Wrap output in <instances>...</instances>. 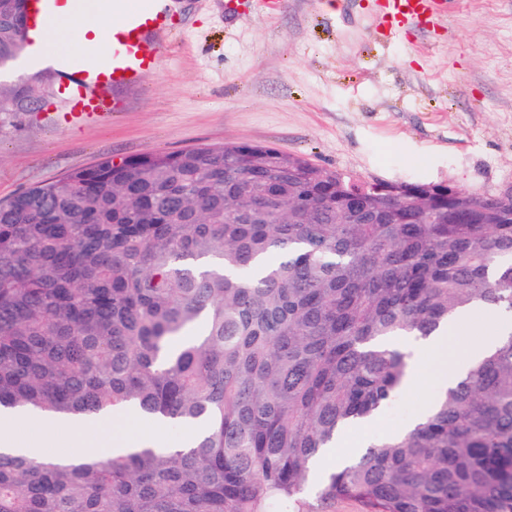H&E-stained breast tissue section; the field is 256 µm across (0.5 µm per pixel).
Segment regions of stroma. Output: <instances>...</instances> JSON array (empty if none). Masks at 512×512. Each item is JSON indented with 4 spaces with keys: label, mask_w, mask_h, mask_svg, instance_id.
Returning a JSON list of instances; mask_svg holds the SVG:
<instances>
[{
    "label": "stroma",
    "mask_w": 512,
    "mask_h": 512,
    "mask_svg": "<svg viewBox=\"0 0 512 512\" xmlns=\"http://www.w3.org/2000/svg\"><path fill=\"white\" fill-rule=\"evenodd\" d=\"M382 0H175L166 63L124 111L61 125L62 97L0 113V203L103 159L236 142L362 179L492 194L512 182V0H446L389 29ZM435 385L404 394L347 445L403 428Z\"/></svg>",
    "instance_id": "35a3bbf8"
}]
</instances>
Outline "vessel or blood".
Segmentation results:
<instances>
[{
    "instance_id": "1",
    "label": "vessel or blood",
    "mask_w": 512,
    "mask_h": 512,
    "mask_svg": "<svg viewBox=\"0 0 512 512\" xmlns=\"http://www.w3.org/2000/svg\"><path fill=\"white\" fill-rule=\"evenodd\" d=\"M28 42L37 43V33L49 15L77 6L102 9L103 0H25ZM439 0H390L385 21L397 26L408 19L425 20L437 15ZM112 12L122 24L112 32V55L65 62L62 93L69 104L64 120L81 124L107 118L125 109L118 90L137 87L163 66L160 54L149 52L150 44L169 40L174 27L172 0H112Z\"/></svg>"
}]
</instances>
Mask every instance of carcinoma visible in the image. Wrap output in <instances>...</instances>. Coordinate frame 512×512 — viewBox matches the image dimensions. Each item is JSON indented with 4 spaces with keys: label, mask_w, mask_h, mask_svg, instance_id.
<instances>
[{
    "label": "carcinoma",
    "mask_w": 512,
    "mask_h": 512,
    "mask_svg": "<svg viewBox=\"0 0 512 512\" xmlns=\"http://www.w3.org/2000/svg\"><path fill=\"white\" fill-rule=\"evenodd\" d=\"M0 0V56L25 48ZM39 99L0 87V112ZM465 211L469 221L457 214ZM512 318V196L361 188L247 142L104 159L0 203V408L194 436L0 453V512H512V330L413 429L310 462L401 393L458 310Z\"/></svg>",
    "instance_id": "cac0c4a2"
}]
</instances>
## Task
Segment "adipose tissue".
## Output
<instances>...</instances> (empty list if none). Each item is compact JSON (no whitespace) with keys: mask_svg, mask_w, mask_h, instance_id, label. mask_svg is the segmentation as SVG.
I'll return each mask as SVG.
<instances>
[{"mask_svg":"<svg viewBox=\"0 0 512 512\" xmlns=\"http://www.w3.org/2000/svg\"><path fill=\"white\" fill-rule=\"evenodd\" d=\"M115 24V18L99 11L68 12L51 20L48 34L53 42L67 47L85 44L88 42L86 34H93L94 39L90 42L95 50L107 54L112 50V29ZM466 319V313H459L439 335L425 340L399 338V345L409 347L414 352L409 375L410 387H421L429 378L438 387H447L455 382L460 372L468 369L496 345L498 337L490 332L476 342L465 344L460 357H453L450 340L458 335ZM61 430V436L56 439L59 447L71 449L89 458L109 456L123 445L121 439L110 433L109 420L104 416L80 424H65Z\"/></svg>","mask_w":512,"mask_h":512,"instance_id":"obj_1","label":"adipose tissue"}]
</instances>
